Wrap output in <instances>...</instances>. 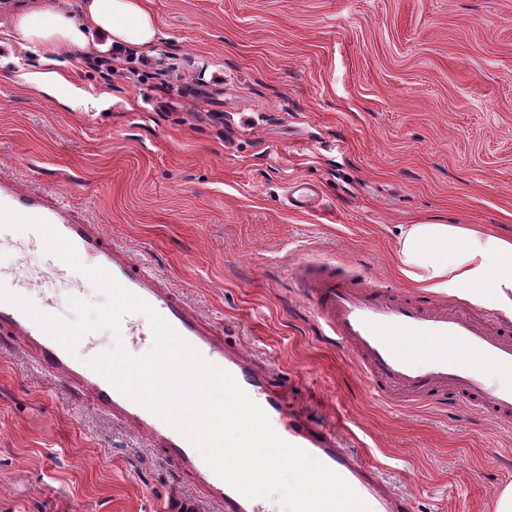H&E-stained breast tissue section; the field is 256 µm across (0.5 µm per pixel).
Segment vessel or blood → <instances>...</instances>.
<instances>
[{
    "label": "vessel or blood",
    "mask_w": 512,
    "mask_h": 512,
    "mask_svg": "<svg viewBox=\"0 0 512 512\" xmlns=\"http://www.w3.org/2000/svg\"><path fill=\"white\" fill-rule=\"evenodd\" d=\"M316 195L311 186H299L289 193L288 204L294 211L308 212L315 206ZM0 205L45 219L74 244L84 265L104 268L149 304L207 361L233 375L264 410L281 439L342 476L371 512H410L409 502L390 494L372 467L337 447L335 436L290 413L287 395L272 390L266 374L236 352L225 350L223 327L204 321L179 296L160 287L153 272L135 263L126 249L107 241L101 225L80 223L56 202L20 189L2 176ZM29 261L47 267L39 282L47 294L57 285L53 273L61 267V260L38 252ZM292 274L317 319L337 343L354 354L376 392L426 404L436 392L444 391L478 412L493 415L499 424L512 425V327L489 332L465 308L422 306L382 289L363 287L327 262L301 263ZM0 327L66 391L123 427L148 437L162 450L172 470L190 477L201 498L217 512H270L266 499H249L234 490L179 432L121 394L13 304L0 301ZM121 336L125 348L135 355L149 352L155 341L151 323L141 313L132 314L130 324L122 326Z\"/></svg>",
    "instance_id": "1"
}]
</instances>
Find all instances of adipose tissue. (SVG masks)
<instances>
[{
  "mask_svg": "<svg viewBox=\"0 0 512 512\" xmlns=\"http://www.w3.org/2000/svg\"><path fill=\"white\" fill-rule=\"evenodd\" d=\"M17 43L40 55L27 76L37 92L53 94L63 83L58 55L97 46H146L156 29L144 0H79L76 11L20 0L12 17ZM400 271L409 281L437 292L458 294L478 306L512 312V238L481 224L439 219L405 225L398 240Z\"/></svg>",
  "mask_w": 512,
  "mask_h": 512,
  "instance_id": "1",
  "label": "adipose tissue"
}]
</instances>
